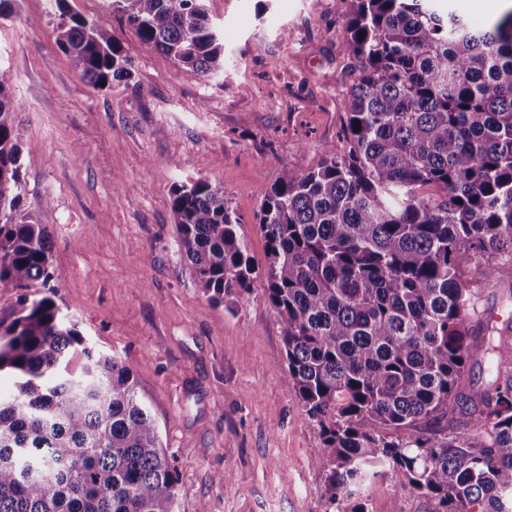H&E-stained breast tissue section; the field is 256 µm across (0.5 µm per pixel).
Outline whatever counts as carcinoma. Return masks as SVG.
I'll use <instances>...</instances> for the list:
<instances>
[{"label": "carcinoma", "mask_w": 512, "mask_h": 512, "mask_svg": "<svg viewBox=\"0 0 512 512\" xmlns=\"http://www.w3.org/2000/svg\"><path fill=\"white\" fill-rule=\"evenodd\" d=\"M50 2L76 73L94 86L130 75L112 30ZM108 2L149 48L206 83L224 77L205 0ZM351 2L338 44L348 149L284 168L258 212L285 382L320 428L314 463L338 512H367L362 484L389 474L436 512H512V323L485 324L465 279L500 254L485 283L512 288V11L487 27L433 0ZM16 108L0 81V288L18 290L0 305V372L15 377L0 400V512H180L131 368L65 317L50 231L18 213ZM172 212L204 293L241 300L257 266L224 190L181 185ZM476 356L493 380L463 389ZM462 408L477 434L417 433Z\"/></svg>", "instance_id": "cac0c4a2"}]
</instances>
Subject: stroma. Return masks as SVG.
<instances>
[{"instance_id": "35a3bbf8", "label": "stroma", "mask_w": 512, "mask_h": 512, "mask_svg": "<svg viewBox=\"0 0 512 512\" xmlns=\"http://www.w3.org/2000/svg\"><path fill=\"white\" fill-rule=\"evenodd\" d=\"M11 6L0 17V79L19 106L20 208L49 228L53 263L69 278L65 312L132 369L182 512H334L314 463L319 429L284 380L265 278L238 304L210 301L180 249L171 200L200 178L223 189L265 267L266 192L284 168H313L324 147L346 148L338 41L349 0H206L224 37L220 85L149 50L106 0H68L132 60L130 78L91 86L55 43L49 0ZM484 264L476 259L467 278L501 328L512 289L484 286ZM362 499L367 512L436 510L389 476L367 482Z\"/></svg>"}]
</instances>
